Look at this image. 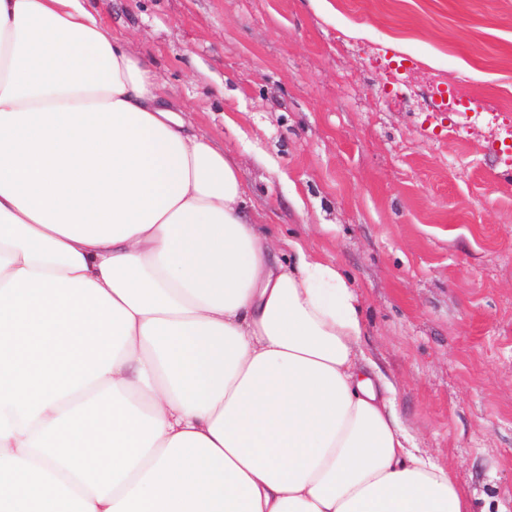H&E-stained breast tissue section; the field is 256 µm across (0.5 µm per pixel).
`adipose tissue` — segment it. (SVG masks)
<instances>
[{
	"label": "adipose tissue",
	"mask_w": 512,
	"mask_h": 512,
	"mask_svg": "<svg viewBox=\"0 0 512 512\" xmlns=\"http://www.w3.org/2000/svg\"><path fill=\"white\" fill-rule=\"evenodd\" d=\"M245 195L87 0H0V512H471Z\"/></svg>",
	"instance_id": "1"
}]
</instances>
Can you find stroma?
<instances>
[{"label": "stroma", "instance_id": "1", "mask_svg": "<svg viewBox=\"0 0 512 512\" xmlns=\"http://www.w3.org/2000/svg\"><path fill=\"white\" fill-rule=\"evenodd\" d=\"M341 2L90 6L235 162L257 232L350 278L363 349L472 512H512V0Z\"/></svg>", "mask_w": 512, "mask_h": 512}]
</instances>
